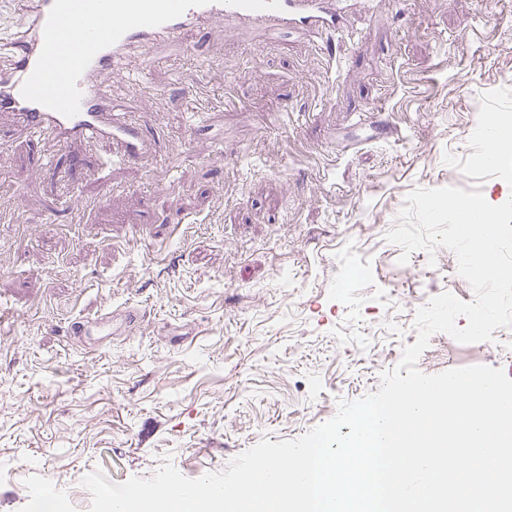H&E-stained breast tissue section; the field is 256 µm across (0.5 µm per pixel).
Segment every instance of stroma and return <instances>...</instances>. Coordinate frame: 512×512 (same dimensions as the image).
Masks as SVG:
<instances>
[{
  "mask_svg": "<svg viewBox=\"0 0 512 512\" xmlns=\"http://www.w3.org/2000/svg\"><path fill=\"white\" fill-rule=\"evenodd\" d=\"M346 8L332 62L305 32L217 19L157 45L147 80L114 73L113 104L163 133L157 158L101 172L107 145L18 140L0 112V512H33L52 473L77 484L52 512H91L95 470L122 483L169 461L196 479L299 438L378 391L418 302L472 301L455 253L387 235L412 190L447 186L445 154H470L482 94L512 89V0ZM30 20L0 0V66ZM380 109L389 124H357ZM50 155L68 180L46 176ZM105 313L111 335L68 339L70 318Z\"/></svg>",
  "mask_w": 512,
  "mask_h": 512,
  "instance_id": "1",
  "label": "stroma"
}]
</instances>
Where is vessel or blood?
Listing matches in <instances>:
<instances>
[{
  "mask_svg": "<svg viewBox=\"0 0 512 512\" xmlns=\"http://www.w3.org/2000/svg\"><path fill=\"white\" fill-rule=\"evenodd\" d=\"M346 0H32V26L14 46L10 71L0 74V112L15 116L23 137L66 147L101 141L108 162L150 155L155 142L145 117L117 111L107 79L142 51L140 74L152 52L188 29L215 18L231 19L264 33L307 31L324 53L343 32ZM87 46L70 57V39Z\"/></svg>",
  "mask_w": 512,
  "mask_h": 512,
  "instance_id": "obj_1",
  "label": "vessel or blood"
}]
</instances>
